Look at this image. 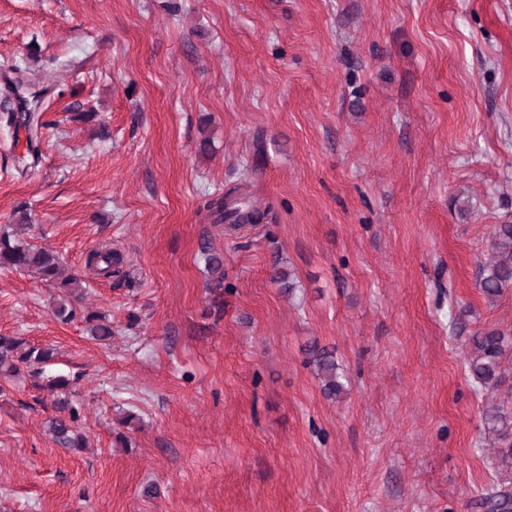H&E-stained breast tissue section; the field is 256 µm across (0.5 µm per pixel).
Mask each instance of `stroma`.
I'll use <instances>...</instances> for the list:
<instances>
[{"label":"stroma","instance_id":"stroma-1","mask_svg":"<svg viewBox=\"0 0 512 512\" xmlns=\"http://www.w3.org/2000/svg\"><path fill=\"white\" fill-rule=\"evenodd\" d=\"M244 178L270 219L214 224ZM20 208L87 290L64 322L60 289L0 269V334L55 348L89 446L0 378V512H480L512 491L483 421L512 411V288L477 281L512 224V0H0V228ZM105 244L108 278L86 267ZM491 330L503 380L479 391L467 340ZM202 254L204 255V259L207 267L211 271L212 274L219 272L218 275L213 277L209 284L208 288H210L211 293H215L217 291H224V258L223 256L215 251L209 244L204 243L201 246ZM86 333L95 341H106L112 337V326L101 314L90 312L84 317ZM309 363L314 365L323 382V393L330 399H335L343 390L339 380L338 365L334 352L318 344H312L306 349Z\"/></svg>","mask_w":512,"mask_h":512}]
</instances>
